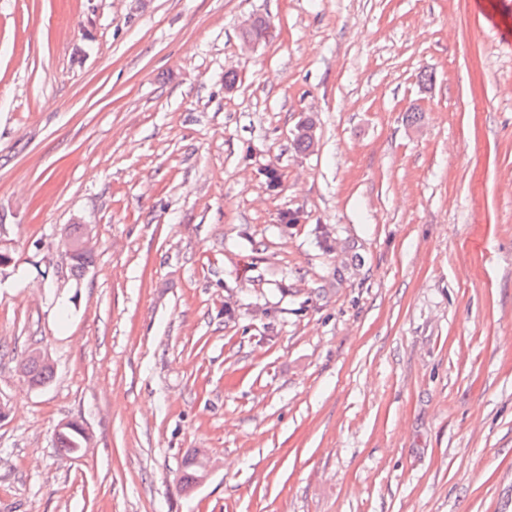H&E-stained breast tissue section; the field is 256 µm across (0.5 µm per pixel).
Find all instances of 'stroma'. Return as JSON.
<instances>
[{"mask_svg": "<svg viewBox=\"0 0 512 512\" xmlns=\"http://www.w3.org/2000/svg\"><path fill=\"white\" fill-rule=\"evenodd\" d=\"M0 239V512H512V0H0ZM92 238L91 225H84L80 236L75 241H69L66 244V250L69 255L75 254H88L82 255L78 260H70L71 274L77 278L84 275L86 270L91 266L92 255L90 248V240ZM36 360L42 364V365L36 361ZM31 361V362H30ZM30 362V363H29ZM29 363L28 373H27V366ZM52 365L48 356H46L43 352L40 350H32L30 351L25 358L20 362L19 364V372L21 375L27 379L29 382V376L33 384L43 387L50 383L54 376V369L51 366ZM29 374V376H28ZM66 424H62L58 429L61 431L56 433V448L62 457L75 459L80 455L82 448V454L86 453L85 445L88 437L85 434V429L78 422H69L67 427ZM196 456L193 455L191 457H188L184 462V470L182 473V476L180 478L181 483L185 489H191L196 486L198 482V478L200 476V470H201V477L199 481V485L203 484L208 477L210 476L211 472L215 468V465L211 458L206 457L204 454L197 455V463L200 467L194 464V458Z\"/></svg>", "mask_w": 512, "mask_h": 512, "instance_id": "stroma-1", "label": "stroma"}]
</instances>
